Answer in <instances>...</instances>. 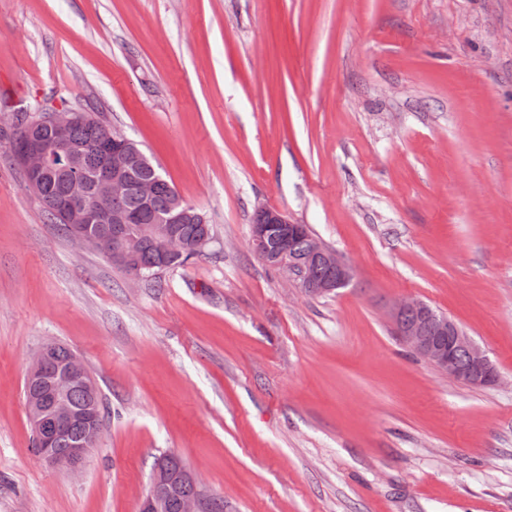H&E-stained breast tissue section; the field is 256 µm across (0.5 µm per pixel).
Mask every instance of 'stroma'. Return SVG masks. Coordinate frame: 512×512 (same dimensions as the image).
I'll return each instance as SVG.
<instances>
[{"instance_id": "obj_1", "label": "stroma", "mask_w": 512, "mask_h": 512, "mask_svg": "<svg viewBox=\"0 0 512 512\" xmlns=\"http://www.w3.org/2000/svg\"><path fill=\"white\" fill-rule=\"evenodd\" d=\"M61 107L135 140L213 240L131 282L0 137V512H139L165 453L224 512H512V0H0V117ZM260 204L350 285L268 268ZM399 298L499 384L416 356ZM54 343L109 412L77 476L31 447L24 381ZM396 334L417 356L448 377L476 387L496 385L500 376L482 349L447 316L437 314L420 300L402 299L390 306ZM432 323L435 336H428ZM465 355V362L458 354Z\"/></svg>"}]
</instances>
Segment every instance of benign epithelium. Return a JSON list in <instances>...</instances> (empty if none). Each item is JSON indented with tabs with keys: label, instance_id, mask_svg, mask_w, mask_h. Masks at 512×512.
Returning a JSON list of instances; mask_svg holds the SVG:
<instances>
[{
	"label": "benign epithelium",
	"instance_id": "1",
	"mask_svg": "<svg viewBox=\"0 0 512 512\" xmlns=\"http://www.w3.org/2000/svg\"><path fill=\"white\" fill-rule=\"evenodd\" d=\"M83 116L67 109H54L38 113L13 114L8 126L11 130H24L27 136L14 144V150L25 171L29 191L42 197L46 176L62 172L68 176L69 191L59 203L57 214L71 225L79 242L89 249L101 247L98 227L114 224L112 261L129 269L130 279L144 278L139 257L144 246L152 242L158 247L161 263L183 252L184 240L172 225L192 216L200 222L205 218L177 196L171 205L172 216L165 224H140L136 217L112 210V200L130 189L129 174L144 158L134 140L116 132L104 121L97 123L98 144L112 149V165L103 169H89L85 165L86 147L71 139L70 131ZM296 237L308 241L305 262L294 258L289 242ZM252 247L262 261L280 271L285 279L307 295H324L347 285L354 277L353 268L336 251L310 236L303 224L291 222L282 212L266 207L255 211L252 224ZM317 266L329 271V277L319 283L310 280L307 267ZM390 318L396 334L417 356L424 359L448 377L476 387L493 386L500 380L482 349L452 320L437 314L420 300L402 299L390 306ZM433 324L435 335L426 331ZM465 355L460 361L458 354ZM52 351L45 346L31 359L27 382L45 380L51 389V400L31 397L26 405L35 435L41 442L38 457L53 467L73 474L82 471L88 457L101 441L104 427L75 444L65 453L54 448L59 434L80 417L68 400L72 388L80 383L91 394L96 385L87 375L82 360L73 355L66 361L50 366ZM173 482L164 460H159L139 512H168L167 489Z\"/></svg>",
	"mask_w": 512,
	"mask_h": 512
}]
</instances>
